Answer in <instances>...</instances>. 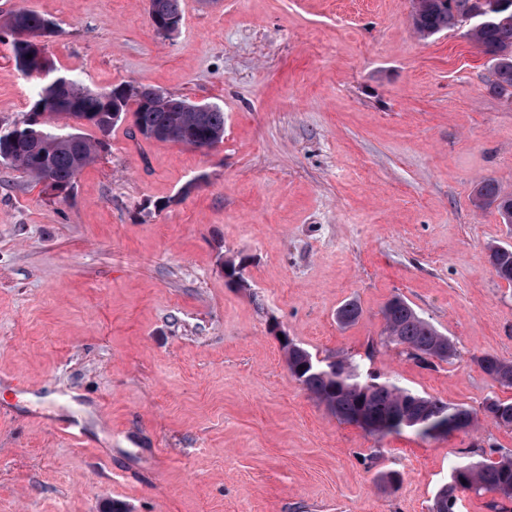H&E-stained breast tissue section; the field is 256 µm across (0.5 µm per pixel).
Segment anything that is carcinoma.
<instances>
[{"label":"carcinoma","instance_id":"carcinoma-1","mask_svg":"<svg viewBox=\"0 0 512 512\" xmlns=\"http://www.w3.org/2000/svg\"><path fill=\"white\" fill-rule=\"evenodd\" d=\"M476 11L486 14L478 26L467 22L468 16ZM169 13L180 15L179 0H150V15ZM411 17L414 31L423 38L467 26V36L491 59L494 87L501 91L512 88V0H415ZM49 23V19L34 10L20 9L6 24L5 34L10 38L15 65L26 76L38 77L54 69L47 53L35 52L30 59L26 53L27 48L44 46L54 36L55 31L48 30ZM151 91V86H130L117 106L119 112L133 107L134 127L143 140L177 141L198 150L201 149L195 140L198 135L209 142L224 141L221 108L185 112L183 99L160 89L159 97L148 105L144 97ZM109 93V89L96 91L71 79L60 94L56 109L46 113L40 109L43 97L37 95L29 119L13 125L0 123V162L24 170L56 195L72 190L78 175L95 162L106 142L86 137L69 120L77 119L82 113L88 125L108 133L116 124L112 120ZM475 203L482 208L494 207L502 223L512 224V194L502 193L495 182H483ZM486 259L496 276L512 285V246L491 244ZM361 315L358 303L348 301L336 310V322L346 328L356 324ZM381 317L382 336L389 343L403 347L407 358L420 367H432L434 362L412 355L413 350H441L443 354L438 360L445 362L456 357L455 343L403 297L395 295L389 299L381 309ZM282 347L291 376L305 391L343 422L352 423L359 413H368L376 425L370 430L373 435L384 437L409 429L428 439L430 435L423 431L425 423H446L450 432L460 426L473 431L481 416L497 426L512 428L511 399L489 396L475 410L415 393L364 370L347 357H336L329 364L316 366L309 362L316 355L307 348L290 340L283 342ZM473 362L494 384L512 388V360L485 353L473 357ZM482 491L512 500V455L455 463L448 482L434 496L431 512H455L459 493Z\"/></svg>","mask_w":512,"mask_h":512}]
</instances>
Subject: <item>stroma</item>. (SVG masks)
<instances>
[{"label":"stroma","mask_w":512,"mask_h":512,"mask_svg":"<svg viewBox=\"0 0 512 512\" xmlns=\"http://www.w3.org/2000/svg\"><path fill=\"white\" fill-rule=\"evenodd\" d=\"M21 8L56 23L55 75L219 106L224 141L135 139L125 117L64 198L0 163V512H430L453 462L512 454L490 423L424 440L339 421L282 349L474 409L512 399L474 362L512 360V285L486 262L512 225L474 204L486 179L512 193V94L464 29L419 39L410 0H180L169 36L147 0H0V27ZM40 85L0 43V122ZM397 294L457 357L379 346Z\"/></svg>","instance_id":"1"}]
</instances>
